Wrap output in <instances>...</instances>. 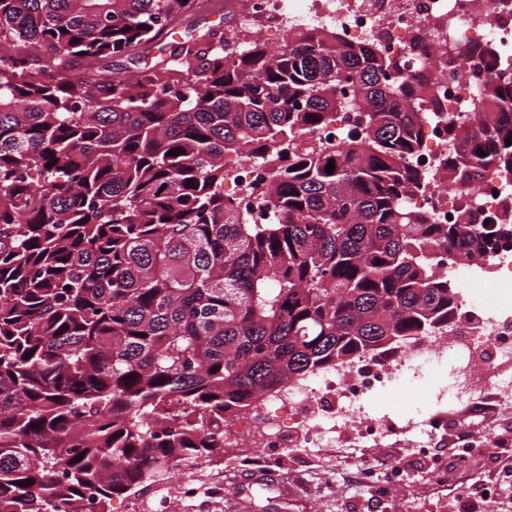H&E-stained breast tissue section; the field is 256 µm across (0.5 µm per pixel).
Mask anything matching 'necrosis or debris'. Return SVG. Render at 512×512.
I'll return each instance as SVG.
<instances>
[{"mask_svg": "<svg viewBox=\"0 0 512 512\" xmlns=\"http://www.w3.org/2000/svg\"><path fill=\"white\" fill-rule=\"evenodd\" d=\"M238 26L250 35L333 29L383 55L417 67L431 65L439 94L437 101L420 103L426 138L412 160L430 186L410 199V207L431 223L454 224L461 212L482 217L512 204L510 182L490 177L471 191L446 178L448 121L472 119V103L485 79L465 51L492 47L498 66L512 73V0H244ZM232 166L229 196L239 203L247 223H274L275 212L251 194L253 185H265L269 179L266 161L236 160ZM435 268L460 284L488 283L512 292V241L464 267L440 253ZM421 372L449 374L451 398L469 414L483 409L489 395L498 406H512V307L485 305L479 320L463 330L445 331L290 381L240 415L225 418L218 446L248 448L272 462L288 445L289 427L299 428L300 447L332 448L337 429L351 421L362 449L394 436L422 450L438 439L447 440L462 455L480 447L486 432L466 418L451 421L437 413L421 414L401 426L370 418L367 401L372 395L387 387H406ZM213 492L209 479L184 471L175 480L152 482L147 499L176 501L182 512H192ZM144 500L129 498L126 512H143Z\"/></svg>", "mask_w": 512, "mask_h": 512, "instance_id": "1", "label": "necrosis or debris"}]
</instances>
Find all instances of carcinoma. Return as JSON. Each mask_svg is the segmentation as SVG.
Wrapping results in <instances>:
<instances>
[{"instance_id":"obj_1","label":"carcinoma","mask_w":512,"mask_h":512,"mask_svg":"<svg viewBox=\"0 0 512 512\" xmlns=\"http://www.w3.org/2000/svg\"><path fill=\"white\" fill-rule=\"evenodd\" d=\"M195 4L0 0V512H83L91 490L109 512L208 460L224 415L450 324L461 291L428 251L501 238L406 205L426 185L418 75L328 30L168 50ZM153 43L170 59L97 68ZM469 54L489 75L480 123L448 127L449 177L512 180V75ZM336 112L358 113L337 137ZM229 153L270 163L277 223L224 196Z\"/></svg>"}]
</instances>
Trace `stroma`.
Here are the masks:
<instances>
[{
    "label": "stroma",
    "instance_id": "obj_1",
    "mask_svg": "<svg viewBox=\"0 0 512 512\" xmlns=\"http://www.w3.org/2000/svg\"><path fill=\"white\" fill-rule=\"evenodd\" d=\"M440 384L431 374L408 390H390L371 398L370 405L377 417L397 422ZM494 426L498 444L475 449L446 485L431 479V460L448 454V445L442 441L423 455L411 448L382 446L367 449L354 461L342 457L336 448L315 454L293 448L287 466L277 470L273 481L263 479L262 466L245 461L242 449L228 448L224 491L201 503L196 512H419L424 498L432 512H512V414L497 416ZM474 468L501 477L504 489L497 498L471 502L467 474Z\"/></svg>",
    "mask_w": 512,
    "mask_h": 512
}]
</instances>
